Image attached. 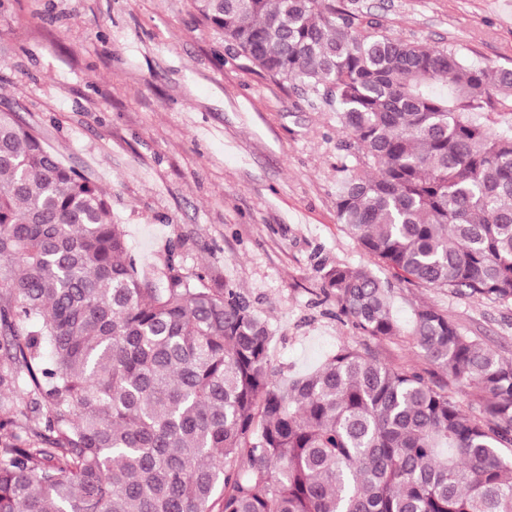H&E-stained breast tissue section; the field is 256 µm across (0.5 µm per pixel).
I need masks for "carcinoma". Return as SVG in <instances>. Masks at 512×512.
I'll list each match as a JSON object with an SVG mask.
<instances>
[{"label": "carcinoma", "mask_w": 512, "mask_h": 512, "mask_svg": "<svg viewBox=\"0 0 512 512\" xmlns=\"http://www.w3.org/2000/svg\"><path fill=\"white\" fill-rule=\"evenodd\" d=\"M261 71L323 92L351 137L339 223L400 282L512 303V67L362 25L335 0H192ZM324 292L374 340L392 282ZM0 512H512V358L427 304L419 372L342 345L273 367L235 288L138 267L107 193L0 112ZM51 347L45 357L43 346Z\"/></svg>", "instance_id": "cac0c4a2"}]
</instances>
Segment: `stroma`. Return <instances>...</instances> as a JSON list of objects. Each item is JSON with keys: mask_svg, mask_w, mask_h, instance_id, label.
I'll return each instance as SVG.
<instances>
[{"mask_svg": "<svg viewBox=\"0 0 512 512\" xmlns=\"http://www.w3.org/2000/svg\"><path fill=\"white\" fill-rule=\"evenodd\" d=\"M407 41L512 65V0H336ZM37 126L109 195L139 267L237 288L284 374L344 344L448 385L409 334L376 341L336 316L322 276L366 263L339 223L348 140L323 95L273 78L191 0H0V109ZM396 314L435 307L512 358V305L398 284Z\"/></svg>", "mask_w": 512, "mask_h": 512, "instance_id": "obj_1", "label": "stroma"}]
</instances>
